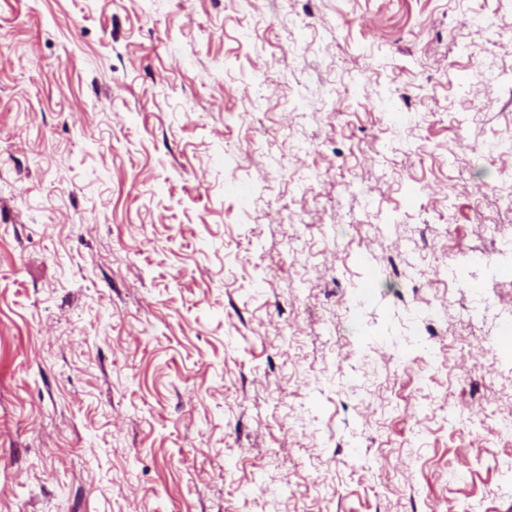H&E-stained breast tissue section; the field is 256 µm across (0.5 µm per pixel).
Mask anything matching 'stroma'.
Masks as SVG:
<instances>
[{"label":"stroma","mask_w":512,"mask_h":512,"mask_svg":"<svg viewBox=\"0 0 512 512\" xmlns=\"http://www.w3.org/2000/svg\"><path fill=\"white\" fill-rule=\"evenodd\" d=\"M510 163L512 0H0V512H507ZM499 192L498 184L488 189L486 195L494 201V204L483 210L480 218V232L490 244L487 255L494 262L508 259L507 247L512 241V219L506 222L502 217V210L512 214V199L511 197L506 199L504 202L506 206H502L499 203Z\"/></svg>","instance_id":"obj_1"}]
</instances>
